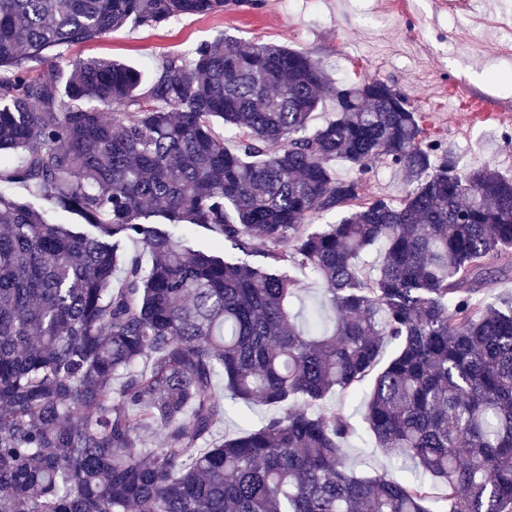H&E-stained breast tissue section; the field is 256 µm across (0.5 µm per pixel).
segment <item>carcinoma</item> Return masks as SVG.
<instances>
[{
	"instance_id": "cac0c4a2",
	"label": "carcinoma",
	"mask_w": 512,
	"mask_h": 512,
	"mask_svg": "<svg viewBox=\"0 0 512 512\" xmlns=\"http://www.w3.org/2000/svg\"><path fill=\"white\" fill-rule=\"evenodd\" d=\"M231 1L0 0V512H512V302L476 299L512 270V178L462 169L396 88L299 49L220 35L148 81L64 54ZM380 161L401 200L363 195ZM306 269L333 318L313 335L292 309ZM371 375L369 430L418 467L401 480L356 473L349 417L321 407ZM228 399L276 413L221 439ZM167 229L175 234L183 235L187 238L191 245L197 248L209 249L213 247V242L216 240L218 236L216 234L203 229V228H190L187 229L183 226H172L168 225Z\"/></svg>"
}]
</instances>
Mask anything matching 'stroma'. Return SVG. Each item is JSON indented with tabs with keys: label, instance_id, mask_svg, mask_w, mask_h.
Segmentation results:
<instances>
[{
	"label": "stroma",
	"instance_id": "stroma-1",
	"mask_svg": "<svg viewBox=\"0 0 512 512\" xmlns=\"http://www.w3.org/2000/svg\"><path fill=\"white\" fill-rule=\"evenodd\" d=\"M260 0L210 16L183 17L155 28L122 27L72 46L74 59L112 58L147 68L217 35L276 43L308 52L332 79L382 80L422 112L431 138L461 167L494 164L512 175V16L500 0ZM344 450L355 470L402 478L387 449L371 438L362 415Z\"/></svg>",
	"mask_w": 512,
	"mask_h": 512
}]
</instances>
